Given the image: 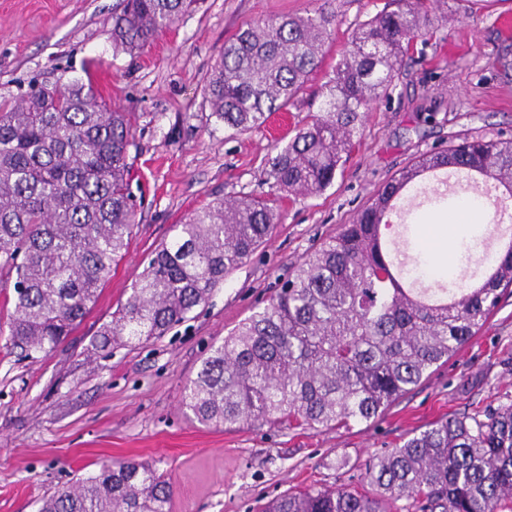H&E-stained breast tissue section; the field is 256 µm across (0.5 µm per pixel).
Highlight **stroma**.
I'll return each mask as SVG.
<instances>
[{"label": "stroma", "mask_w": 512, "mask_h": 512, "mask_svg": "<svg viewBox=\"0 0 512 512\" xmlns=\"http://www.w3.org/2000/svg\"><path fill=\"white\" fill-rule=\"evenodd\" d=\"M114 0H0V96L29 81L66 83L95 69L96 86L139 115L129 149L139 204L126 255L68 341L39 361L18 359L0 334V512H36L42 498L116 461L146 462L166 476L171 512H257L309 485H356L367 461L454 413L512 396V296L448 363L379 418L339 429L284 425L215 427L181 405L202 359L264 306L294 267L376 190L421 154L463 137H512V31L499 15L512 0H449L405 58L390 99L365 118L359 147L322 192L284 201L269 241L215 288L208 302L165 336L94 347L124 304L151 252L176 224L220 198L270 193L262 170L275 145L306 121L307 97L286 120L244 134L207 121L206 78L225 41L259 18L302 14L313 0H202L141 51L112 43ZM385 0H334L336 64L356 23ZM404 192L390 235L412 250L423 224L446 221L436 181Z\"/></svg>", "instance_id": "1"}]
</instances>
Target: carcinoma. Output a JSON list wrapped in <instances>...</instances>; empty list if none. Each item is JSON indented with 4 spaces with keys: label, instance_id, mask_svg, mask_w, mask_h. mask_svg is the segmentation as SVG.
<instances>
[{
    "label": "carcinoma",
    "instance_id": "carcinoma-1",
    "mask_svg": "<svg viewBox=\"0 0 512 512\" xmlns=\"http://www.w3.org/2000/svg\"><path fill=\"white\" fill-rule=\"evenodd\" d=\"M199 0H118L112 42L135 51ZM447 0H386L358 22L326 74L320 109L265 164L275 196L330 186L359 145L365 113L397 87L404 57ZM331 0L259 19L224 44L207 77L208 119L239 134L285 112L321 68L334 35ZM135 115L107 101L94 75L40 83L0 100V274L13 282L10 344L38 360L95 305L137 225L131 191ZM478 174L512 198V139H464L418 157L322 241L269 298L213 344L183 405L212 426L331 429L378 418L448 361L512 289V237L460 281H419L387 243L386 215L427 172ZM271 198L214 202L154 250L127 301L98 332L100 347L159 338L206 304L267 240ZM162 474L138 462L98 472L42 501L39 512H170ZM512 508V399L430 425L373 455L357 487L288 492L262 512H501Z\"/></svg>",
    "mask_w": 512,
    "mask_h": 512
}]
</instances>
